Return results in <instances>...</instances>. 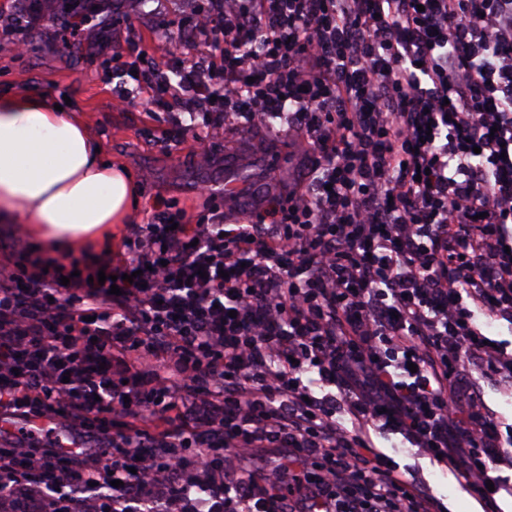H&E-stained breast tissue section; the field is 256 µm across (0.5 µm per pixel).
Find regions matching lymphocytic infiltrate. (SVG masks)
Segmentation results:
<instances>
[{"instance_id": "1", "label": "lymphocytic infiltrate", "mask_w": 512, "mask_h": 512, "mask_svg": "<svg viewBox=\"0 0 512 512\" xmlns=\"http://www.w3.org/2000/svg\"><path fill=\"white\" fill-rule=\"evenodd\" d=\"M154 103L287 118L306 170L254 221L159 212L87 275L0 257V512H445L373 433L512 496V0H206ZM430 136H423V129ZM288 451V475L259 473ZM118 487H111V480ZM483 398L488 409L498 417H505L512 420V395L499 390L497 387L480 382Z\"/></svg>"}]
</instances>
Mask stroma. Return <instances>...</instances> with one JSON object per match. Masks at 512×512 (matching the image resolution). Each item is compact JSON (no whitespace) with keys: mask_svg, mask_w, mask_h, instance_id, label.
<instances>
[{"mask_svg":"<svg viewBox=\"0 0 512 512\" xmlns=\"http://www.w3.org/2000/svg\"><path fill=\"white\" fill-rule=\"evenodd\" d=\"M193 8L192 0H144L137 10L117 12L110 29L67 47L55 36L68 21L63 15L42 30L14 31L12 39L25 40L30 46L23 56L12 52V39L0 40V88L56 101L70 98L107 159L135 175L140 202L129 223L113 225L108 245L115 250L131 236L133 225L145 222L148 214L166 205L183 212L192 223L215 207L223 211L225 223L239 220L236 203L224 198L225 139L241 141L238 157L246 165L244 174L248 182L263 184L267 193H287V176L305 166L303 154L289 146L287 132L277 133L261 124L248 127L234 115L219 129L196 119V127L190 131L177 124L181 110L172 99L153 112L145 111L137 101L114 107L116 91L127 85L121 65L140 64L145 53L177 70L188 51V17ZM207 147L212 148L215 159L210 165H199L197 155ZM200 184L211 186L214 198L197 193ZM375 443L401 468L423 472L432 493L450 512H476L475 499L445 470L414 455L398 438L379 437Z\"/></svg>","mask_w":512,"mask_h":512,"instance_id":"35a3bbf8","label":"stroma"}]
</instances>
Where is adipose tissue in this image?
Here are the masks:
<instances>
[{
    "label": "adipose tissue",
    "instance_id": "ef3b65f1",
    "mask_svg": "<svg viewBox=\"0 0 512 512\" xmlns=\"http://www.w3.org/2000/svg\"><path fill=\"white\" fill-rule=\"evenodd\" d=\"M98 146L72 108L0 91V223L28 224L44 262L88 255L92 240L134 207L132 176Z\"/></svg>",
    "mask_w": 512,
    "mask_h": 512
}]
</instances>
